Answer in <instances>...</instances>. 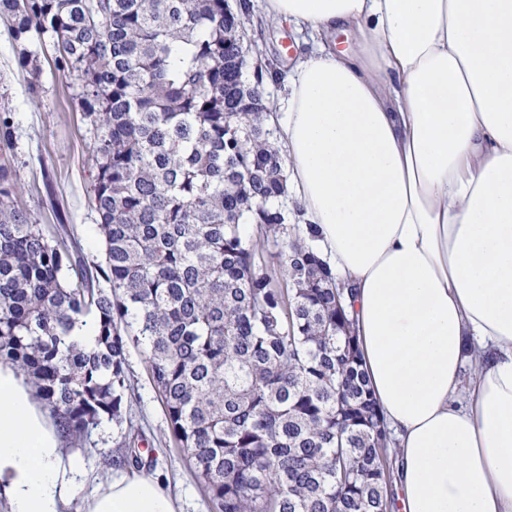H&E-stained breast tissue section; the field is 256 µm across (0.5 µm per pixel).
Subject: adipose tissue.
Here are the masks:
<instances>
[{
  "label": "adipose tissue",
  "mask_w": 512,
  "mask_h": 512,
  "mask_svg": "<svg viewBox=\"0 0 512 512\" xmlns=\"http://www.w3.org/2000/svg\"><path fill=\"white\" fill-rule=\"evenodd\" d=\"M265 12L319 39L269 110L299 221L352 291L402 510L512 512V0H266ZM474 351L484 361L466 380ZM83 479L26 377L0 364L7 512H67ZM84 512L178 509L132 471Z\"/></svg>",
  "instance_id": "1"
}]
</instances>
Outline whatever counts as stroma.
<instances>
[{"label": "stroma", "instance_id": "1", "mask_svg": "<svg viewBox=\"0 0 512 512\" xmlns=\"http://www.w3.org/2000/svg\"><path fill=\"white\" fill-rule=\"evenodd\" d=\"M249 38L260 51L290 69L302 51L311 49L308 31L266 21ZM36 97L27 92L30 75L17 63V54L4 23L0 22V111L12 112L15 125L14 165L22 189L21 202L47 228H54L56 213H64L65 232L86 260L102 259V242L95 215L88 207L89 158L93 132L80 120L78 82L43 64ZM132 395L125 409L132 427L103 422L83 440L68 442L64 452L73 456L88 475L68 512H83L84 500L97 484L110 481L116 467L106 465L105 455L123 448L144 449L145 473L160 478L176 500L179 512H215L184 454L176 446L166 414L150 381L139 348L128 354Z\"/></svg>", "mask_w": 512, "mask_h": 512}]
</instances>
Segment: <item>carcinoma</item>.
<instances>
[{"label":"carcinoma","instance_id":"carcinoma-1","mask_svg":"<svg viewBox=\"0 0 512 512\" xmlns=\"http://www.w3.org/2000/svg\"><path fill=\"white\" fill-rule=\"evenodd\" d=\"M0 19L20 68L38 77L50 51L79 81L105 255L37 223L0 154V364L79 440L127 421L139 347L216 512H392L396 442L345 288L283 205L262 118L275 61L248 72L251 0H0ZM13 137L0 112V149ZM88 322L85 350L68 337Z\"/></svg>","mask_w":512,"mask_h":512}]
</instances>
